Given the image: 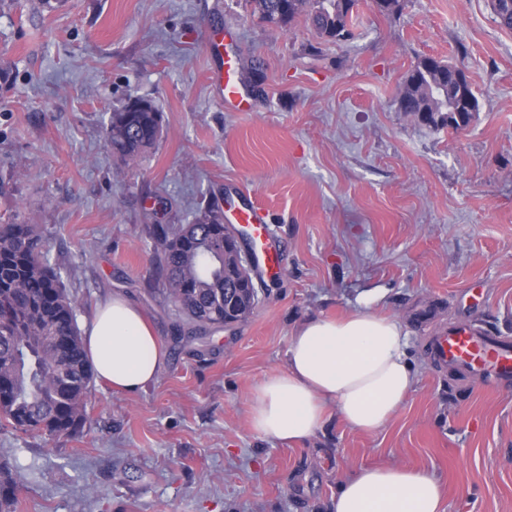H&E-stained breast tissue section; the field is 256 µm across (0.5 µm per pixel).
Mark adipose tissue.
I'll return each mask as SVG.
<instances>
[{"mask_svg": "<svg viewBox=\"0 0 512 512\" xmlns=\"http://www.w3.org/2000/svg\"><path fill=\"white\" fill-rule=\"evenodd\" d=\"M87 359L99 382L121 393L153 383L166 359L140 309L120 293L98 304L85 324ZM408 332L393 319L356 312L304 321L288 347L285 371L266 378L253 396L249 420L263 439L303 442L335 407L351 428H382L411 392ZM332 512H446L438 479L398 464L360 468L340 484Z\"/></svg>", "mask_w": 512, "mask_h": 512, "instance_id": "adipose-tissue-1", "label": "adipose tissue"}]
</instances>
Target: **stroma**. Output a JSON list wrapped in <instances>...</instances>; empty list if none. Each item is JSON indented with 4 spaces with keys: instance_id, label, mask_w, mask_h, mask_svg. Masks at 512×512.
<instances>
[{
    "instance_id": "35a3bbf8",
    "label": "stroma",
    "mask_w": 512,
    "mask_h": 512,
    "mask_svg": "<svg viewBox=\"0 0 512 512\" xmlns=\"http://www.w3.org/2000/svg\"><path fill=\"white\" fill-rule=\"evenodd\" d=\"M0 10V177L38 213L77 299L78 321L120 291L168 356L141 392L94 384L80 436L0 429V461L25 473L17 512H331L358 468L433 474L446 512H512V389L439 372L435 329L466 322L512 338V31L490 0H403L401 15L358 0L355 36L259 23L245 0H21ZM240 75L260 63L252 109L211 82L210 33ZM433 56L462 66L473 122L435 131L402 112V83ZM152 98L163 134L133 170L105 143L112 110ZM263 208L280 247L254 274L245 321L178 344L179 317L154 277L146 227L186 224L197 202ZM484 299L469 305L471 282ZM409 334L416 383L374 433L330 413L302 443L248 423L257 386L285 370L307 318L362 310Z\"/></svg>"
}]
</instances>
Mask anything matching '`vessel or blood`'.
Instances as JSON below:
<instances>
[{
	"label": "vessel or blood",
	"mask_w": 512,
	"mask_h": 512,
	"mask_svg": "<svg viewBox=\"0 0 512 512\" xmlns=\"http://www.w3.org/2000/svg\"><path fill=\"white\" fill-rule=\"evenodd\" d=\"M215 82L225 105L237 112L248 111L233 58H225ZM234 219L244 230L262 270L275 272L279 254L270 242L266 212L259 207L239 209ZM427 353L440 370L484 377L503 385L512 382V340L477 331L470 324L458 323L437 330L429 339Z\"/></svg>",
	"instance_id": "1"
}]
</instances>
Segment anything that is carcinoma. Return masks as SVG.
Listing matches in <instances>:
<instances>
[{"label": "carcinoma", "mask_w": 512, "mask_h": 512, "mask_svg": "<svg viewBox=\"0 0 512 512\" xmlns=\"http://www.w3.org/2000/svg\"><path fill=\"white\" fill-rule=\"evenodd\" d=\"M259 21L281 28L303 16L319 36L341 26L352 35L353 13L344 0H245ZM495 21L512 30V0H491ZM113 110L105 126L112 156L133 169L158 143L163 114L137 97ZM448 64L429 69L418 61L408 73L401 109L427 110L422 122L436 131H457L473 114L449 111ZM156 243L155 271L161 291L175 308L178 331L200 338L211 329L247 319L259 294L236 292L232 311L224 309V289L239 274L234 253H224V214L216 203L200 202L189 224H150ZM78 302L69 295L61 269L51 261L43 225L35 213L15 204L0 219V427L44 437L71 436L88 422L87 395L93 370L77 323ZM23 473L0 465V512H14Z\"/></svg>", "instance_id": "obj_1"}]
</instances>
